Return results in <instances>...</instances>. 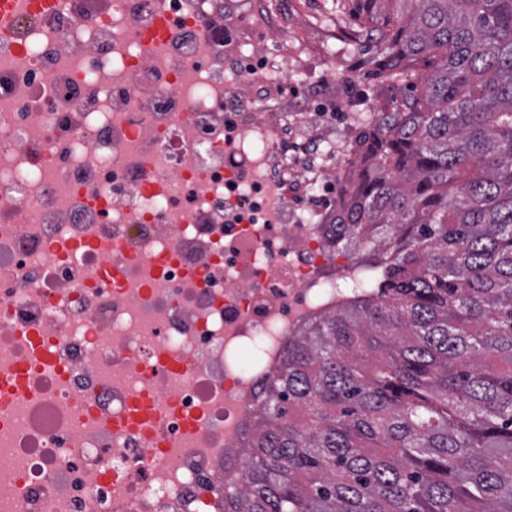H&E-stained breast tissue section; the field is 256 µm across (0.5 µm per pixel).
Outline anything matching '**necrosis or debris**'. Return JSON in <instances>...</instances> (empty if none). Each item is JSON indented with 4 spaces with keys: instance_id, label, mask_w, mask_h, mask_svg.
<instances>
[{
    "instance_id": "4bbe7bcc",
    "label": "necrosis or debris",
    "mask_w": 512,
    "mask_h": 512,
    "mask_svg": "<svg viewBox=\"0 0 512 512\" xmlns=\"http://www.w3.org/2000/svg\"><path fill=\"white\" fill-rule=\"evenodd\" d=\"M269 29L235 0L0 16V378L31 391L0 512H216L289 339L363 286L321 196L344 154L288 113L287 36L251 52Z\"/></svg>"
}]
</instances>
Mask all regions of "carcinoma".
Listing matches in <instances>:
<instances>
[{
	"instance_id": "carcinoma-1",
	"label": "carcinoma",
	"mask_w": 512,
	"mask_h": 512,
	"mask_svg": "<svg viewBox=\"0 0 512 512\" xmlns=\"http://www.w3.org/2000/svg\"><path fill=\"white\" fill-rule=\"evenodd\" d=\"M353 13L407 87L337 200L369 283L288 341L224 512H512V0Z\"/></svg>"
}]
</instances>
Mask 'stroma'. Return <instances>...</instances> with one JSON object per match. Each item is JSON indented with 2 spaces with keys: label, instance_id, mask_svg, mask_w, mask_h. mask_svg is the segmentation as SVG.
<instances>
[{
  "label": "stroma",
  "instance_id": "obj_1",
  "mask_svg": "<svg viewBox=\"0 0 512 512\" xmlns=\"http://www.w3.org/2000/svg\"><path fill=\"white\" fill-rule=\"evenodd\" d=\"M350 0H264L280 27L293 31L298 58L288 61V109L309 116L312 134L343 136L354 143L356 114L383 112L403 88L387 81L378 65L383 57L350 12Z\"/></svg>",
  "mask_w": 512,
  "mask_h": 512
}]
</instances>
